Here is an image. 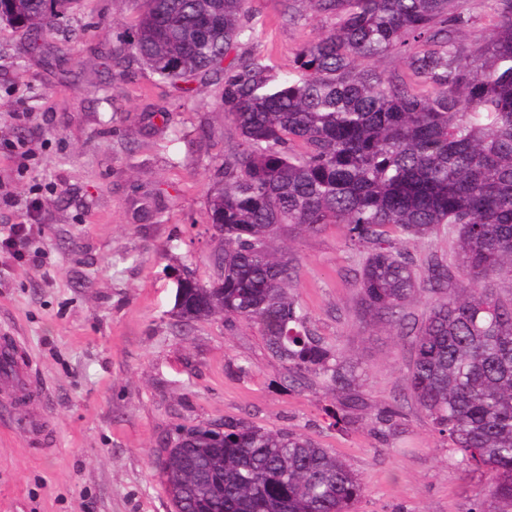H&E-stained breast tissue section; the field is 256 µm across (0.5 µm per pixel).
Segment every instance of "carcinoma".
I'll list each match as a JSON object with an SVG mask.
<instances>
[{"mask_svg":"<svg viewBox=\"0 0 512 512\" xmlns=\"http://www.w3.org/2000/svg\"><path fill=\"white\" fill-rule=\"evenodd\" d=\"M62 2L0 0L7 22L36 35ZM309 2L332 29L278 73L259 53L224 63L256 39L248 0H141L138 59L164 81H222L240 137L208 197L216 276L185 277L174 308L186 322L242 320L289 370L349 389L355 367L308 328L271 243L282 226L345 225L365 253L363 318L446 295L412 327L406 383L460 465L485 477L478 512H512V299L488 283L512 278V0H493V28L469 46L456 39L458 0ZM391 55L405 71L375 67ZM444 229L455 263L433 259L421 280L407 245ZM155 464L173 512H353L363 493L329 449L245 419L224 420L222 435L178 424Z\"/></svg>","mask_w":512,"mask_h":512,"instance_id":"obj_1","label":"carcinoma"}]
</instances>
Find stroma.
Returning <instances> with one entry per match:
<instances>
[{
	"instance_id": "1",
	"label": "stroma",
	"mask_w": 512,
	"mask_h": 512,
	"mask_svg": "<svg viewBox=\"0 0 512 512\" xmlns=\"http://www.w3.org/2000/svg\"><path fill=\"white\" fill-rule=\"evenodd\" d=\"M139 6L69 0L64 30L29 54L27 35L0 22V229L44 227L32 256L0 258V341L32 369L25 387L0 390V512H172L161 439L232 418L345 459L363 484L356 512H471L485 482L408 396L409 337L360 319L361 256L342 225L276 243L313 332L358 363V406L313 376L288 378L245 323L178 321L176 275L216 273L207 193L239 137L222 82L173 85L133 58L112 62ZM247 7L259 37L231 57L259 53L281 72L332 27L308 0ZM154 203L161 218H144ZM389 408L397 425L380 420Z\"/></svg>"
}]
</instances>
